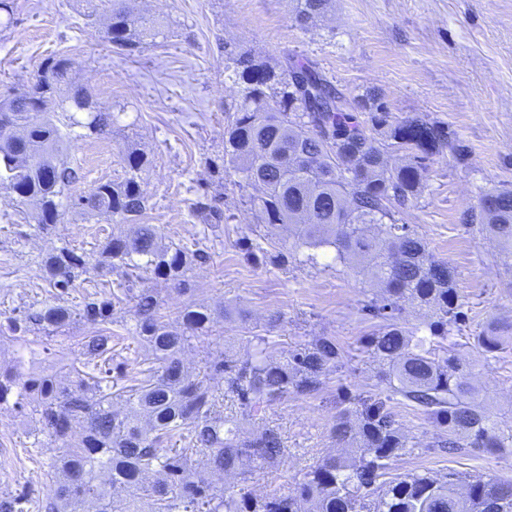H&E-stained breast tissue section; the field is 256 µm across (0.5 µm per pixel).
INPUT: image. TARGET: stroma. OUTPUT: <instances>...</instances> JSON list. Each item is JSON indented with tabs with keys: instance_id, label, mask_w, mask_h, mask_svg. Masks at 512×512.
Listing matches in <instances>:
<instances>
[{
	"instance_id": "1",
	"label": "stroma",
	"mask_w": 512,
	"mask_h": 512,
	"mask_svg": "<svg viewBox=\"0 0 512 512\" xmlns=\"http://www.w3.org/2000/svg\"><path fill=\"white\" fill-rule=\"evenodd\" d=\"M12 3L10 20H0V95L23 89L45 59L65 55L75 62V82L111 111L114 124L101 138L73 127L61 154L79 177L50 232L39 230L32 204L0 184V324L50 300L47 254L67 246L93 255L123 232L122 224L83 211L79 200L94 185L123 177L126 150L139 149L150 159L141 182L149 198L145 223L156 225L165 244L210 254L187 273L192 291L148 277L142 287L154 289L171 320L188 305L230 311L209 337L185 349L187 367H202L220 351L243 354L256 333L273 338L279 357L316 336L336 337L345 351L321 392L289 396L243 420L247 433L276 429L285 448L279 465L253 469L249 488L293 493L309 466L341 453L330 435L340 400L386 390L382 367L361 345L379 325L362 310L367 285L340 264L284 262L275 247L258 261L246 259L241 236L279 240L290 231L256 223L243 190L222 170L225 110L240 96L224 68L225 45L274 59L288 53L315 63L348 97L371 90L392 117L419 115L456 133V149L431 158L426 188L402 218L453 267L467 315L455 354L492 418L512 431V254L498 253L460 221L483 190L512 188V0H334L327 20L313 27L296 20L290 0H128L138 22L160 26L129 57L100 32L111 0H96L92 16L84 0ZM200 202L222 212L217 227L197 216ZM483 331L505 337L496 357L479 349ZM90 333L79 321L61 338L30 326L21 337L0 338V367L24 380L47 372L70 382L77 343ZM390 408L415 446L391 460L389 477L454 471L512 478V447L496 456H448L430 450L439 428L426 415L399 397ZM58 448L31 410L0 407V495L25 493L24 512H37L51 492L46 471Z\"/></svg>"
}]
</instances>
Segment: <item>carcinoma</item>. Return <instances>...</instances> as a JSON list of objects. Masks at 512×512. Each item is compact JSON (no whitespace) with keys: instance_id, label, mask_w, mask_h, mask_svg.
I'll return each instance as SVG.
<instances>
[{"instance_id":"obj_1","label":"carcinoma","mask_w":512,"mask_h":512,"mask_svg":"<svg viewBox=\"0 0 512 512\" xmlns=\"http://www.w3.org/2000/svg\"><path fill=\"white\" fill-rule=\"evenodd\" d=\"M123 3L113 0L102 36L131 54L143 48L152 28L136 26ZM330 7L331 0H295V18L313 22ZM228 60L242 89L227 109L224 173L255 190L247 204L256 223L292 227L289 256L315 264L319 254L329 255L331 263L377 288L363 311L382 325L365 345L388 367L387 395L360 397L338 412L330 434L352 447L353 456L323 457L303 473L293 495L250 490L251 464L273 466L283 458L281 435L273 428L244 435L239 419L224 417V395L215 393L211 380L223 379L241 416L253 417L290 395L322 391L326 375L341 365L343 349L333 336H316L277 360L270 338L256 334L248 337L243 356L209 358L193 374L182 353L209 335L226 310L189 305L175 329L163 320L151 288L96 291L75 309L65 304L70 286L91 264L128 279L149 273L185 292L190 264L209 258L200 249L189 254L160 247L155 225L140 223L148 208L141 172L150 161L131 150L124 156V177L98 184L84 199L91 211L130 225L129 232L108 239L93 260L68 247L50 253L44 269L53 300L0 330L15 334L32 323L53 335L76 317L96 327L78 342L84 362L71 367L75 380L69 385L52 373L22 382L11 370L0 372V406L22 410L34 403L39 432L62 447L50 466L51 495L39 508L77 512L89 500L94 512H132L130 502L145 499L150 512H512V479L415 472L384 480L389 462L415 447L387 406L395 396L439 426L432 448L456 454L512 447V434L495 426L471 373L453 355L462 302L452 269L400 218L424 189L427 161L454 147L455 133L420 116L392 120L374 92L349 99L313 65L290 55L272 63L232 51ZM73 70L68 58L49 59L26 88L0 96V126L14 127L12 135H0V182L36 202L43 230L59 222L64 191L78 179L58 157L66 137L60 115L70 113V124L91 136L112 133L111 113L76 85ZM75 112L84 118L76 119ZM390 150L402 155L394 167L384 161ZM463 221L481 225L512 254L511 189L483 193ZM240 242L255 258L266 253L269 238L244 235ZM128 302L133 334L148 350L129 377L123 362L108 367L112 333L100 328ZM406 308L424 313L422 326L400 323ZM97 360L102 364L96 371H85ZM179 441L185 447H177ZM210 472L239 483L219 488Z\"/></svg>"}]
</instances>
